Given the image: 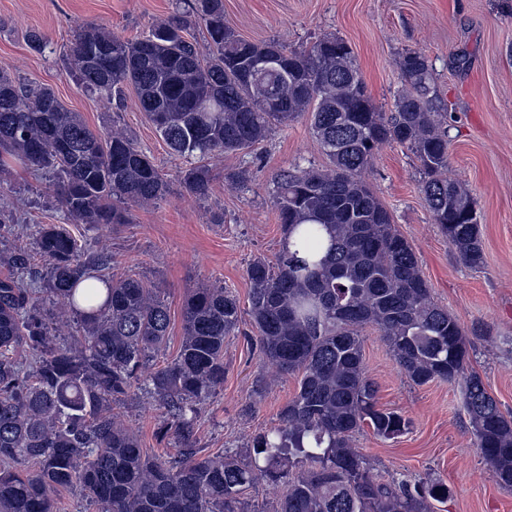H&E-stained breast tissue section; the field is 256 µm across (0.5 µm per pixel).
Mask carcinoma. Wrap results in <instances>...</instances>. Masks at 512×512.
Segmentation results:
<instances>
[{"instance_id": "carcinoma-1", "label": "carcinoma", "mask_w": 512, "mask_h": 512, "mask_svg": "<svg viewBox=\"0 0 512 512\" xmlns=\"http://www.w3.org/2000/svg\"><path fill=\"white\" fill-rule=\"evenodd\" d=\"M182 3L135 40L81 30L72 65L84 89L108 102H122L133 86L175 156L217 159L259 144L274 123L309 116L329 166L275 177L284 244L275 262L258 258L246 269L252 344L263 364L297 377V393L252 451L201 455L198 405L224 386V340L240 332L236 296L189 291L176 357L146 375L171 323L157 289L112 274L110 252L79 245L64 225L34 224L29 235L48 271L17 249L0 278V512H55L58 491L72 488L97 512H251L244 493L259 483L278 491L277 512H429L448 500L445 481L384 483L352 449L365 427L384 439L411 427L378 406L364 366L366 327L378 329L412 384L461 383L475 445L511 488L512 419L469 370L468 337L433 301L415 252L365 179L380 144L407 146L434 223L466 265H483L473 200L443 176L448 139L435 120L438 90L425 55L403 54L404 88L386 114L344 39L325 35L307 50L258 44L224 25V0ZM193 23L205 26L207 58L185 36ZM259 56L279 57L282 70L255 76ZM10 162L51 172L68 218L97 227L127 224L126 207L169 191L118 126L97 135L51 88L1 68L0 167ZM181 182L200 199L211 194L205 166L182 171ZM135 388L160 403L158 435L178 443V456H148L116 422L113 406ZM297 458L310 468L284 479L281 465Z\"/></svg>"}]
</instances>
